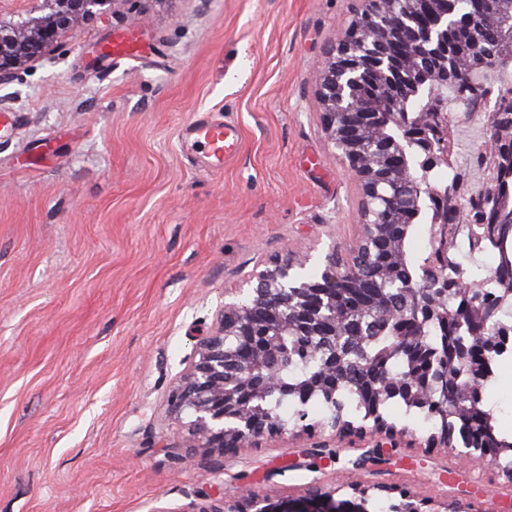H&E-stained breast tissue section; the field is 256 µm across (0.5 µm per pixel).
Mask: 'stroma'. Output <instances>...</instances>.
Wrapping results in <instances>:
<instances>
[{"label":"stroma","instance_id":"35a3bbf8","mask_svg":"<svg viewBox=\"0 0 512 512\" xmlns=\"http://www.w3.org/2000/svg\"><path fill=\"white\" fill-rule=\"evenodd\" d=\"M362 0H117L0 87V512H185L205 485L297 498L383 483L432 512H512V481L445 448L326 433L184 449L166 396L258 264L346 247L360 193L314 66ZM132 36V59L101 58ZM233 123L211 167L182 128ZM512 441V358L481 391Z\"/></svg>","mask_w":512,"mask_h":512}]
</instances>
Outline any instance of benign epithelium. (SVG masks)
<instances>
[{
	"label": "benign epithelium",
	"mask_w": 512,
	"mask_h": 512,
	"mask_svg": "<svg viewBox=\"0 0 512 512\" xmlns=\"http://www.w3.org/2000/svg\"><path fill=\"white\" fill-rule=\"evenodd\" d=\"M23 14L0 10V87L13 81L18 70L54 51L59 37L83 20L106 15L118 0H27ZM359 23L347 28L322 52L317 63L320 81L317 96L323 132L336 158L361 191L360 239L343 257L327 252L319 264L320 275L308 279L305 271L312 255L276 258L256 268L236 287L224 292L216 323L194 337L191 362L168 393V411L184 421L187 448H203L221 456L233 454L267 436L312 433L319 428L340 440L377 435L397 446L409 435L405 428L388 423L379 412L369 416L372 425L352 430L343 421L280 424L274 416L275 398L288 393L281 369L291 353L308 349L307 340L330 339L326 358L331 372L344 371L342 358L353 344H336V323L358 311L361 303H379L384 316H397L387 288L374 275L378 255L402 258L410 225L401 221L408 210L421 211V201L437 202L430 230L431 255L420 273L424 305L398 320L400 349L412 359L411 371L402 380L385 383L390 392L414 395V388L436 386L442 396L439 407L462 413L469 407L470 392L460 380H448V367L460 365L472 376L482 373L485 359L497 342L501 326L500 306L474 299L479 284L461 275L446 277L453 262L454 239L473 230L472 213L483 215L482 224L512 229V200L507 179L512 174V100H501L488 115L490 135L481 154L479 169L483 189L461 195L459 179L440 187L419 182V170L450 160L454 152L453 127L484 112L488 79H462L459 55L477 53L480 45H463L455 36L460 26L458 0H408L410 9L398 11L396 0H364ZM471 19L481 22L496 37V70L512 65V35L498 38L504 27L507 0H469ZM440 74L442 83L455 89L454 106L438 92L426 99L423 117L397 112L402 96L416 84ZM395 125L401 145H366L362 134ZM450 296L461 306L444 312L436 298ZM441 323L443 338L435 345L422 342L428 325ZM248 343L238 354L236 344ZM425 445L447 448L456 456L485 464L480 448H498L492 417L478 439L466 438L457 446L455 428H435ZM354 499H338V489L312 486L296 499L275 504L267 495L241 488L231 498L224 487L197 491L204 501L190 512H366L369 491L387 493L391 487L371 488L349 484Z\"/></svg>",
	"instance_id": "7a95c632"
}]
</instances>
